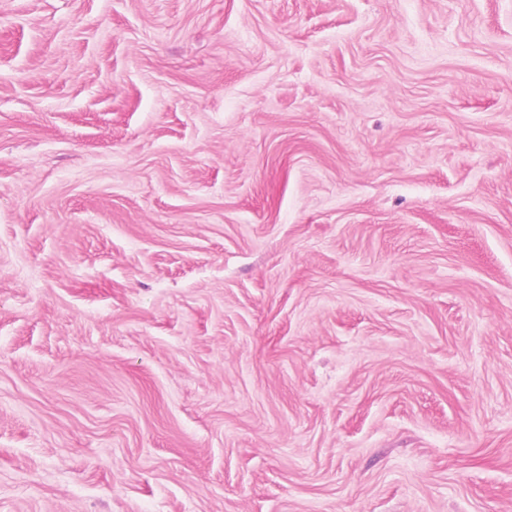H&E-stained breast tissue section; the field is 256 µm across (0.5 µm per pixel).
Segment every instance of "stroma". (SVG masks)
Instances as JSON below:
<instances>
[{
  "mask_svg": "<svg viewBox=\"0 0 512 512\" xmlns=\"http://www.w3.org/2000/svg\"><path fill=\"white\" fill-rule=\"evenodd\" d=\"M0 512H512V0H0Z\"/></svg>",
  "mask_w": 512,
  "mask_h": 512,
  "instance_id": "35a3bbf8",
  "label": "stroma"
}]
</instances>
